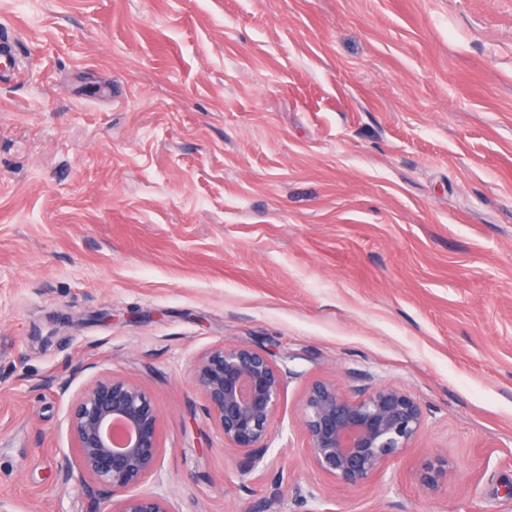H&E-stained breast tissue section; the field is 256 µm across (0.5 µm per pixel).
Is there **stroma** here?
<instances>
[{
	"label": "stroma",
	"mask_w": 512,
	"mask_h": 512,
	"mask_svg": "<svg viewBox=\"0 0 512 512\" xmlns=\"http://www.w3.org/2000/svg\"><path fill=\"white\" fill-rule=\"evenodd\" d=\"M0 23L25 69L0 81V499L90 512L58 466L106 375L160 410L146 488L174 512H512V0H0ZM218 344L282 372L265 471L189 380ZM322 378L426 413L361 487L302 449ZM451 468L452 463L444 453L436 454L421 465L416 472V480L425 496L432 497L440 490Z\"/></svg>",
	"instance_id": "1"
}]
</instances>
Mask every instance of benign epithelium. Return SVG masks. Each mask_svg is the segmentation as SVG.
<instances>
[{
  "instance_id": "benign-epithelium-1",
  "label": "benign epithelium",
  "mask_w": 512,
  "mask_h": 512,
  "mask_svg": "<svg viewBox=\"0 0 512 512\" xmlns=\"http://www.w3.org/2000/svg\"><path fill=\"white\" fill-rule=\"evenodd\" d=\"M190 380L224 445L243 452L249 470L267 467L282 389L277 365L259 349L222 344L196 358ZM299 418L309 462L346 488L383 473L426 426L422 406L404 389L378 385L351 394L334 379L311 384ZM66 424L71 456L60 468L61 486L91 497L106 493L95 512H172L164 495L140 490L157 477L164 448L159 409L140 383L110 376L90 381L73 397ZM451 468L444 453L421 465L416 480L425 496L440 490Z\"/></svg>"
}]
</instances>
